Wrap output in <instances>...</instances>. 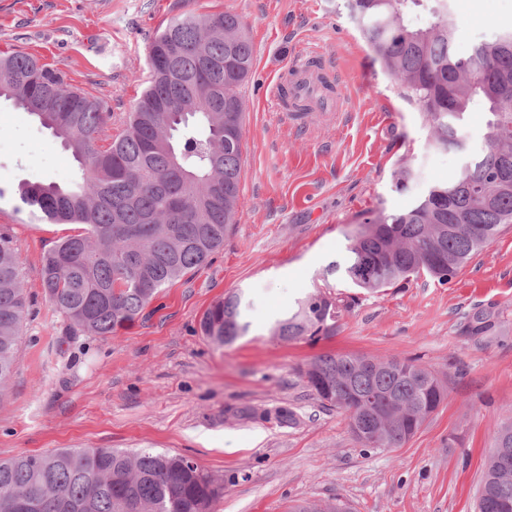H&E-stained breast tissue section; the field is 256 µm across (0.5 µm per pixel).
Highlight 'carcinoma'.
<instances>
[{
    "instance_id": "obj_1",
    "label": "carcinoma",
    "mask_w": 512,
    "mask_h": 512,
    "mask_svg": "<svg viewBox=\"0 0 512 512\" xmlns=\"http://www.w3.org/2000/svg\"><path fill=\"white\" fill-rule=\"evenodd\" d=\"M375 59L399 80L426 117L428 145L464 152L466 112L482 104L490 118L482 152L444 183L397 213L367 215L347 235L342 259L323 276H338L371 294L426 273L451 281L471 256L512 224V29L460 56L449 0H346ZM422 26L408 23L416 10ZM177 53L180 78L155 68L166 49ZM233 68L203 66V59ZM148 86L111 145L96 134L112 118L106 104L74 88L59 68L34 56L0 53V98L52 131L82 167V182L21 183L17 199L51 224H78L45 252L46 299L74 328L109 336L135 321L165 285L205 268L224 247L242 211L239 179L243 106L239 88L251 72L253 47L232 14L186 13L147 46ZM498 168L509 181L495 182ZM350 302L321 292L297 301L275 320L283 340L328 336ZM27 301L20 260L0 233V386L12 377ZM242 296L231 293L200 320L202 336L222 347L247 335ZM494 323L468 318L471 336ZM317 397L348 420L363 448H400L445 400V389L410 358L322 354L301 369ZM512 419L491 436L478 512L493 499L512 502ZM223 487L191 459L152 449L60 448L0 460V512H213Z\"/></svg>"
}]
</instances>
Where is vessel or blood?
I'll return each mask as SVG.
<instances>
[{"label": "vessel or blood", "instance_id": "obj_1", "mask_svg": "<svg viewBox=\"0 0 512 512\" xmlns=\"http://www.w3.org/2000/svg\"><path fill=\"white\" fill-rule=\"evenodd\" d=\"M332 66L316 47L302 45L275 82L274 95L284 105L290 126L298 132L315 119L342 111L343 105L332 81Z\"/></svg>", "mask_w": 512, "mask_h": 512}]
</instances>
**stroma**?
Returning a JSON list of instances; mask_svg holds the SVG:
<instances>
[{
	"instance_id": "35a3bbf8",
	"label": "stroma",
	"mask_w": 512,
	"mask_h": 512,
	"mask_svg": "<svg viewBox=\"0 0 512 512\" xmlns=\"http://www.w3.org/2000/svg\"><path fill=\"white\" fill-rule=\"evenodd\" d=\"M452 8L456 46L512 29V0ZM186 11L239 16L253 46L239 89L244 208L207 267L163 288L112 335L74 330L43 294L42 257L75 228L32 221L15 191L23 181L69 187L81 172L48 129L0 99V233L18 252L29 302L14 374L0 388V458L57 448L180 454L223 483L215 512H288L336 497L351 512H477L490 437L512 418V228L446 284L425 275L368 295L322 272L367 211L407 208L477 153L485 109L465 116L467 153L430 149L422 112L375 60L345 0H0V50L61 68L70 86L103 100L112 112L97 135L104 149L147 84L148 39ZM303 41L345 74V108L298 133L272 86ZM405 166L415 180L400 191ZM318 290L352 302L334 335H270L276 317ZM232 291L251 302L253 325L220 348L199 320ZM478 310L491 314L494 335L463 334ZM324 353L416 359L447 397L402 447L362 448L300 374ZM279 407L293 423L261 418Z\"/></svg>"
}]
</instances>
